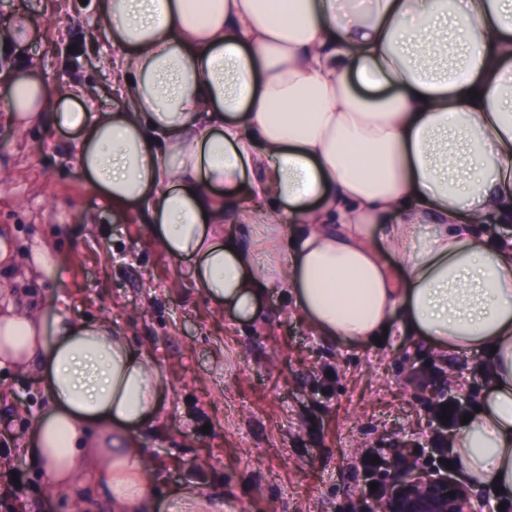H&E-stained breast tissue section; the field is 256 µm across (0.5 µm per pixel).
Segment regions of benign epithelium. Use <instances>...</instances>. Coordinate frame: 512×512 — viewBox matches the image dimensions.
I'll use <instances>...</instances> for the list:
<instances>
[{"label":"benign epithelium","mask_w":512,"mask_h":512,"mask_svg":"<svg viewBox=\"0 0 512 512\" xmlns=\"http://www.w3.org/2000/svg\"><path fill=\"white\" fill-rule=\"evenodd\" d=\"M380 512H474L467 490L446 475L395 467Z\"/></svg>","instance_id":"benign-epithelium-1"}]
</instances>
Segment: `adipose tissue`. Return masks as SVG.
<instances>
[{
  "label": "adipose tissue",
  "mask_w": 512,
  "mask_h": 512,
  "mask_svg": "<svg viewBox=\"0 0 512 512\" xmlns=\"http://www.w3.org/2000/svg\"><path fill=\"white\" fill-rule=\"evenodd\" d=\"M93 0L118 106L0 72L14 125L78 133L76 168L242 321L277 291L320 335L400 326L485 352L490 383L449 452L512 500V0ZM477 98H469V91ZM35 368L24 451L100 512H222L190 480L167 500L128 430L167 379L111 323L0 310V367Z\"/></svg>",
  "instance_id": "adipose-tissue-1"
}]
</instances>
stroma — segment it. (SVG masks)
Masks as SVG:
<instances>
[{"label": "stroma", "instance_id": "1", "mask_svg": "<svg viewBox=\"0 0 512 512\" xmlns=\"http://www.w3.org/2000/svg\"><path fill=\"white\" fill-rule=\"evenodd\" d=\"M31 21L29 41L10 67L48 93L80 86L99 111L114 107V49L98 42L95 13L83 0H0V28ZM76 133L25 129L0 116V300L41 293L46 320L66 315L107 320L144 350L167 377L152 429L132 432L167 495L190 478L222 491L224 512H346L366 485L365 452L394 459L429 448L431 407L442 395L473 409L489 380L486 356L441 353L393 331L382 340L318 335L278 293L263 320L244 323L218 311L187 268L150 237L139 211L113 212L76 171ZM50 250L55 281L39 280L33 254ZM43 375L0 369V423L23 470L17 512H98L94 500L52 491L20 450L40 412Z\"/></svg>", "mask_w": 512, "mask_h": 512}]
</instances>
